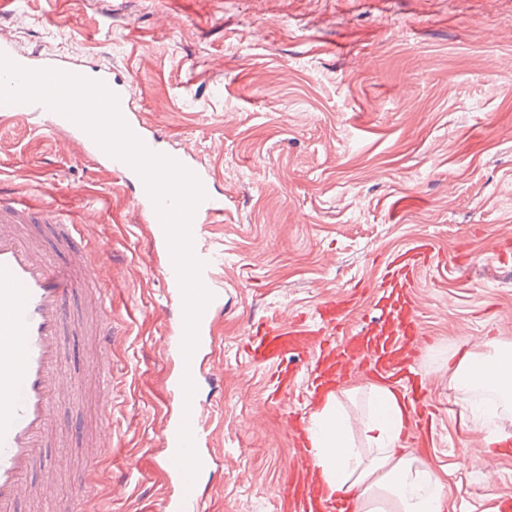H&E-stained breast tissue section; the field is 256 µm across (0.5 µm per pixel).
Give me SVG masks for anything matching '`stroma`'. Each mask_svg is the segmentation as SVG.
Masks as SVG:
<instances>
[{"instance_id":"obj_1","label":"stroma","mask_w":512,"mask_h":512,"mask_svg":"<svg viewBox=\"0 0 512 512\" xmlns=\"http://www.w3.org/2000/svg\"><path fill=\"white\" fill-rule=\"evenodd\" d=\"M22 0L0 34L23 52L115 69L163 148L192 153L224 195L206 228L224 248L214 355L197 388L218 464L203 512H279L291 448L270 416L265 369L241 344L251 325L311 313L375 283L380 261L419 235L444 257L411 291L429 343L436 445L411 447L446 472L443 512L512 499V450L487 489L486 430L471 393L449 388L450 356L512 344V0ZM0 195L77 222L112 255V414L83 373L89 337L66 336L79 377L54 409L42 454L68 462L51 512L87 475L99 512H162L174 485L159 451L177 398L165 350L178 315L163 251L130 190L23 115L0 124Z\"/></svg>"}]
</instances>
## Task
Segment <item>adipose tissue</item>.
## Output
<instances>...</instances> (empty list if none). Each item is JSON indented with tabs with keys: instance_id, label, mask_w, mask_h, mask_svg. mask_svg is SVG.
Returning <instances> with one entry per match:
<instances>
[{
	"instance_id": "adipose-tissue-1",
	"label": "adipose tissue",
	"mask_w": 512,
	"mask_h": 512,
	"mask_svg": "<svg viewBox=\"0 0 512 512\" xmlns=\"http://www.w3.org/2000/svg\"><path fill=\"white\" fill-rule=\"evenodd\" d=\"M452 389L487 391L491 400L475 399L472 413L495 418L512 405V355L494 345L487 354L460 351ZM367 409L352 419L340 394L321 399L311 415V445L317 478L327 496L353 502L355 512H442L447 478L424 459L405 452L409 409L388 386L365 388ZM362 441H355L354 430Z\"/></svg>"
}]
</instances>
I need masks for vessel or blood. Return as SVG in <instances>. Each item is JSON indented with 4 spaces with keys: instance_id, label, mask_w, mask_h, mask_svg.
I'll return each mask as SVG.
<instances>
[{
    "instance_id": "obj_1",
    "label": "vessel or blood",
    "mask_w": 512,
    "mask_h": 512,
    "mask_svg": "<svg viewBox=\"0 0 512 512\" xmlns=\"http://www.w3.org/2000/svg\"><path fill=\"white\" fill-rule=\"evenodd\" d=\"M0 54L29 70L55 69L102 82L118 98L121 116L131 132L151 152L159 142L140 122L128 97L125 83L110 71L82 64H65L34 54L18 53L14 43L0 41ZM21 113L36 125H48L61 134L77 154L107 167L133 189V204L154 227V241L168 248L165 229L153 200L138 172L124 160L111 156L81 126L45 103L0 105V116ZM202 187L210 180L200 176ZM224 221V199L209 192L198 205L190 225L192 250L202 262L200 279L212 298L198 323V345L192 356L176 351L175 392L195 386L203 373L204 360L212 348V322L223 301L222 289L214 284V271L224 264V253L203 244L204 227ZM25 224H51L70 250V264L58 267L46 259L34 240L21 232ZM80 227L61 220L54 209L38 210L26 199L0 200V512H15L22 496L44 493V485L24 486L42 448L50 424L55 396L65 389L62 366L66 347L61 336L75 319L64 299L72 285L73 268H80L88 284L95 286L88 312L94 329V348L88 368L103 392L112 390V340L117 331L105 289L112 282V260L102 252L89 253L79 236ZM431 239L417 238L410 252L389 260L377 286L382 291L409 287L425 268L440 261ZM423 336L416 315L406 298L383 304L379 316L364 320L353 329L342 308L329 300L308 317H298L281 326L270 320L255 326L243 345L247 360L268 369L273 391L287 395L299 390L305 402L298 409V423L286 426L292 443L288 462L290 477L278 490L282 512H336L335 502L325 500L313 475L309 453L307 406L313 405L320 388L342 382L355 369L373 377L409 386L406 372L414 362ZM412 402L420 425L417 443L428 447L431 431L430 398L419 391ZM205 412L195 404L179 403L165 425L162 451L174 473L177 489L163 503V512H202L200 478L215 459L204 434Z\"/></svg>"
}]
</instances>
